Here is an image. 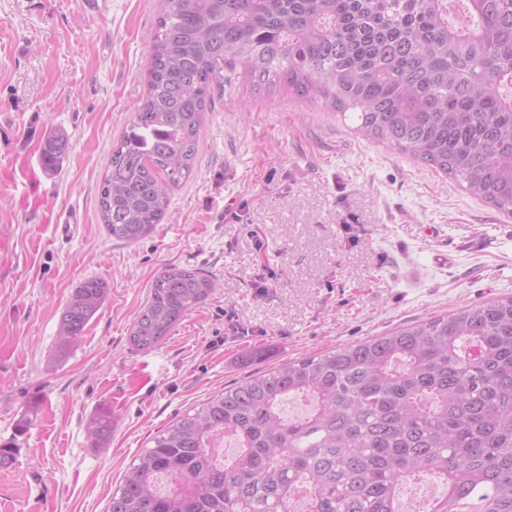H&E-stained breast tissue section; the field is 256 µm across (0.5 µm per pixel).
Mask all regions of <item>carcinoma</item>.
I'll return each mask as SVG.
<instances>
[{"label": "carcinoma", "instance_id": "1", "mask_svg": "<svg viewBox=\"0 0 512 512\" xmlns=\"http://www.w3.org/2000/svg\"><path fill=\"white\" fill-rule=\"evenodd\" d=\"M158 0L147 91L112 146L100 189L107 232L134 244L164 219L167 186L188 177L203 114L224 72L357 114V130L466 184L512 215V0ZM65 148L49 137L52 168ZM213 280L168 267L129 333L158 345L212 293ZM108 295L81 282L60 319V360ZM292 396L314 402L286 420ZM112 412L89 424L98 445ZM230 430L226 467L213 442ZM437 473L428 512H512V296L383 336L287 361L231 385L152 440L107 512H397L398 486Z\"/></svg>", "mask_w": 512, "mask_h": 512}]
</instances>
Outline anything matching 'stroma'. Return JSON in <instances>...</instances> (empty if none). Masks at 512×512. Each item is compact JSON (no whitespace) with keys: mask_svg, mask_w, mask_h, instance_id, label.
<instances>
[{"mask_svg":"<svg viewBox=\"0 0 512 512\" xmlns=\"http://www.w3.org/2000/svg\"><path fill=\"white\" fill-rule=\"evenodd\" d=\"M156 15L157 0H0V439L19 438L0 512H107L151 440L224 387L512 295V216L363 137L356 114L241 77L206 112L162 223L112 239L99 187L146 92ZM167 266L216 287L136 349L128 329ZM93 277L109 293L54 360L62 310ZM254 349L265 357L243 363ZM104 409L116 424L98 446ZM112 412L101 410L89 424V435L97 445L103 444L112 433Z\"/></svg>","mask_w":512,"mask_h":512,"instance_id":"1","label":"stroma"}]
</instances>
